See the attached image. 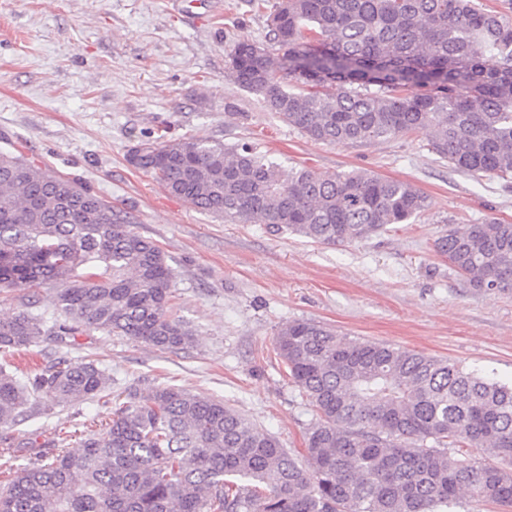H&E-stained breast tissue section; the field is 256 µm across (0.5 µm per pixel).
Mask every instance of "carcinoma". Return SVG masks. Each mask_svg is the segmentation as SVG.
<instances>
[{"mask_svg":"<svg viewBox=\"0 0 512 512\" xmlns=\"http://www.w3.org/2000/svg\"><path fill=\"white\" fill-rule=\"evenodd\" d=\"M234 82L308 138L385 141L420 130L477 177L512 180V19L480 0H278L269 45L233 44ZM127 161L192 207L315 243L369 240L417 218L427 196L365 171L284 172L248 144L164 135ZM127 216L76 180L0 152V291L51 284L56 316L0 317V356L80 331L160 351L194 344L173 313L174 268ZM436 251L475 291L512 292V224L448 227ZM276 348L316 411L308 466L223 402L129 386L82 451L0 485V512H448L459 491L512 512V386L450 359L356 342L313 321ZM0 363V425L31 402L99 401L112 377L60 360L23 382Z\"/></svg>","mask_w":512,"mask_h":512,"instance_id":"carcinoma-1","label":"carcinoma"}]
</instances>
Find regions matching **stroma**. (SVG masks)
I'll return each instance as SVG.
<instances>
[{"mask_svg": "<svg viewBox=\"0 0 512 512\" xmlns=\"http://www.w3.org/2000/svg\"><path fill=\"white\" fill-rule=\"evenodd\" d=\"M268 12L250 0H0V151L78 180L133 229L155 241L176 272L177 316L190 348L159 351L127 336L85 331L15 353L21 379L58 360H97L113 392L168 383L223 401L282 447L304 450L316 418L288 379L278 331L318 321L337 334L460 362L512 385V293L469 288L435 250L448 226L487 218L512 223V184L455 170L424 133L330 146L310 140L244 91L228 70L239 40L267 43ZM200 136L246 142L283 169L331 175L365 170L413 183L429 208L372 239L321 245L266 224H238L168 194L126 156L139 141ZM31 308L52 316L54 290L0 293V315ZM112 419V407L29 408L0 426L10 466L51 458L44 441L68 433L67 451Z\"/></svg>", "mask_w": 512, "mask_h": 512, "instance_id": "stroma-1", "label": "stroma"}]
</instances>
